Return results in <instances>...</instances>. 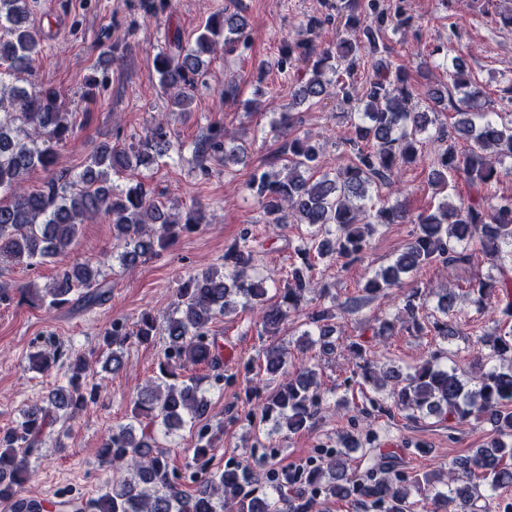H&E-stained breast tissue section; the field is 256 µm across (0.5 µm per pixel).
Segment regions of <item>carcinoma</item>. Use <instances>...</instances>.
<instances>
[{"mask_svg":"<svg viewBox=\"0 0 512 512\" xmlns=\"http://www.w3.org/2000/svg\"><path fill=\"white\" fill-rule=\"evenodd\" d=\"M404 0H341L336 16L354 38L340 37L333 46L316 42L319 28L331 20L311 17L305 23L311 37L286 46L276 69L295 85L294 99L304 103L333 97L351 109L347 113L353 137L347 143L357 148L347 165L326 172L320 166L322 145L305 133L288 135L286 112L272 127L288 136L283 146L286 163L279 170L256 168L245 184L266 216L267 223L286 226L305 224L307 234L296 249L300 263L288 271L280 302L266 303L263 281L249 275L255 260L254 239L245 230L224 252V270H188L177 288L179 303L165 319L168 336L165 361L156 379L148 381L133 398L132 420L113 430L98 450L99 463L112 468V486L87 503L72 498L57 501L58 512H313L321 491L327 498L349 499L368 512L384 507L386 512H444L448 505L459 512H498L497 492L512 488V196L496 195L500 178L512 172V120L490 118L491 103L481 85L468 74L461 56L448 65V76L460 94L456 119L451 127L440 125L434 134L429 112L437 111L444 96L429 87L421 94L407 69L390 59L384 42L387 31L407 35L414 17ZM28 0H0V262L37 267L71 250L79 226L97 217L112 224V258L125 268L160 255L181 233L198 229L203 215L191 209L185 217L170 213L155 200L154 190L143 179L127 178L141 167L165 166L185 159L204 177L210 163L224 168L242 161L244 148L233 143L221 123H212L187 144L169 126L165 114L151 116L138 141L119 146L101 142L93 146L83 168L76 174H61L38 189L27 183L39 171L57 164L58 148L71 140L74 125L58 95L49 88L5 84L31 69L41 48V31L28 23ZM251 30L238 14H215L194 43L183 44L176 33L168 46L152 60V72L169 93L175 112L191 111V90L204 81L202 55L219 44L245 53ZM424 96L430 111H420L414 99ZM439 143L432 160L430 182L439 191L448 187V177L463 174L469 188L465 202L440 201L436 210L413 216L401 203H383L370 214L371 188L390 186L394 177L415 163L428 140ZM381 224H414L410 241L387 266L365 283L364 295L350 301L349 312L358 314L369 303L388 296V290L426 267L449 268L469 259L466 246H475L491 257L499 276L479 280L466 297L476 308L496 298L502 328L476 336L484 354L460 367L451 351H438L414 371L402 375L396 369L377 372L358 341L346 345L356 359L358 383L371 387V403L400 411L435 416L464 423L487 420L494 436L470 454L448 461L447 468L421 477L407 476L400 459L393 455L367 453L374 446L373 433L360 441L348 434L341 447L327 453L317 466L288 481V494L276 499L252 488L246 471L226 466L209 471L200 466L190 476L200 488L189 494L179 488L178 477L169 472L167 454L156 448L154 430L170 435L190 427L196 430L193 459L207 462L213 455L208 428V399L199 390V379L179 377L186 364L200 365L223 378L222 345L212 326L238 308L260 307L262 334H280L288 314L306 302L307 295L320 299L330 295L329 285L316 279V261L334 254L358 261L364 258L369 240ZM101 259L77 261L62 269L44 293H33L43 306L59 307L79 295L92 307L106 302L111 287ZM431 288H413L402 297L398 314L375 320L372 336L383 338L401 331L435 332L448 339L461 331L454 322L458 296L445 290L437 295L434 312L426 311ZM336 313L330 307L308 314L309 329L301 337L329 355L336 349ZM157 317L144 312L131 325L114 320L104 334L112 348L106 365L114 373L123 367V347L149 343L157 335ZM58 350L30 356L33 368L49 373L56 366ZM266 375L287 377L266 396L263 419L275 429L298 433L313 426L324 407V393L315 369H288V350L270 345L262 352ZM66 381L57 385L40 405L26 410L16 427L0 432V500L12 503L13 512H44V504L23 495L29 479L26 457L41 443L45 430L60 421L72 420L97 399L98 386L90 380V368L80 356L74 358ZM368 459L365 476L349 472L354 454ZM419 498L411 499L412 492Z\"/></svg>","mask_w":512,"mask_h":512,"instance_id":"cac0c4a2","label":"carcinoma"}]
</instances>
